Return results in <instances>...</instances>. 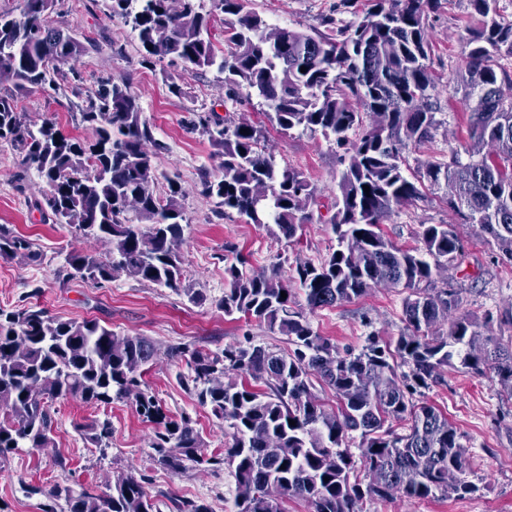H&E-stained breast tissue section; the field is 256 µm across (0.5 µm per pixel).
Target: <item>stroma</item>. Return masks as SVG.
Instances as JSON below:
<instances>
[{
  "label": "stroma",
  "mask_w": 512,
  "mask_h": 512,
  "mask_svg": "<svg viewBox=\"0 0 512 512\" xmlns=\"http://www.w3.org/2000/svg\"><path fill=\"white\" fill-rule=\"evenodd\" d=\"M338 2L254 0V6L271 23L306 31L319 26L323 16L335 13ZM109 5L110 0H64L57 23L89 43L76 64L83 88H96L113 77L128 78L144 108L143 119L166 146L156 164L160 171L177 176L185 190L181 200L188 219L182 246L183 287L174 290L129 278L99 284L61 272L63 252L81 246L82 241L67 225L45 220L33 209L41 188L22 173L18 151L0 142V225L26 236L44 255L39 265L0 257V308L35 306L54 317L96 319L116 333L149 338L159 357L146 373V382L168 413H189L208 450L220 452L230 446V436L222 421L199 406L185 389L181 378L188 367L168 360L166 349L183 343L207 352L219 351L246 337L286 348L285 337L271 334L255 321L225 318L218 307L224 294V246L231 243L249 254L251 269H276L285 275L295 258L318 262L336 241L327 225L317 220L286 243L266 227L215 215L210 199L199 192V180L206 171L220 174V161L207 137L194 131L193 123L195 113L223 112L222 74L213 69L182 72V93L173 95L160 72L139 66L136 35L121 19L110 17ZM471 20L467 0H442L438 12L431 16L436 47L433 69L442 109L432 140L410 151L409 161L427 159L466 141V114L459 104V79L466 70V57L458 34ZM116 44L124 45V55L113 54ZM70 92L67 86L59 92L36 90L21 95L18 106L37 119L54 117L64 132L83 137L87 134L84 125L74 120L64 103ZM270 144L279 164L301 171L319 197L331 196L340 171L332 142L319 134L295 130L287 135L272 132ZM425 224L452 225L462 240L463 256L448 269L449 284L459 293L462 312L478 318L492 315L493 334L512 337V265L503 264L497 249L483 243L475 225L460 223L441 194L396 208L380 229L395 244L412 247ZM190 290L202 295L201 303L188 300ZM404 297L401 290L376 288L354 302L316 311L310 319L340 350L357 352L371 332L384 337L401 333ZM426 398L460 434L469 457V478L477 492L464 499H372L359 504L358 512H512V400L502 395L490 377L459 366L447 369L443 382L427 392ZM105 418L112 424V438L103 455L89 447L74 427ZM53 426L55 452L22 450L0 463V506L5 512H41L43 497L28 496L26 486L47 490L58 483L77 482L101 487L119 473L146 477L156 512H172L175 498L198 500L211 512H236L237 489L229 470L172 475L152 463L154 427L143 422L129 403L116 401L97 407L60 399L53 406ZM57 454L65 458L66 468L56 466L53 457Z\"/></svg>",
  "instance_id": "stroma-1"
}]
</instances>
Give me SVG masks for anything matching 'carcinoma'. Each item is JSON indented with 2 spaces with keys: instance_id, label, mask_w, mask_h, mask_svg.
Instances as JSON below:
<instances>
[{
  "instance_id": "carcinoma-1",
  "label": "carcinoma",
  "mask_w": 512,
  "mask_h": 512,
  "mask_svg": "<svg viewBox=\"0 0 512 512\" xmlns=\"http://www.w3.org/2000/svg\"><path fill=\"white\" fill-rule=\"evenodd\" d=\"M203 2L110 0L109 9L136 32L141 67L166 59L224 75L225 115L198 112L195 119L222 156V174H202L201 193L224 215L286 240L313 219L315 187L301 171L278 167L264 122L235 118L254 101L281 133L319 131L343 150L325 220L337 248L317 264L297 260L284 279L247 271L242 251L224 246V316L261 323L286 337L288 348L249 338L219 352L168 347L169 359L187 362L185 382L198 404L228 428L232 444L222 454L207 451L191 416L171 417L147 388L144 375L158 350L146 338L120 335L96 319L59 320L34 306L0 309V461L20 448L55 446L51 410L59 399L122 401L155 425L150 448L159 467L174 475L232 469L237 512H283L290 498L313 512H354L367 499L473 495L478 487L467 477L461 436L425 394L443 381L444 368L458 364L491 375L512 397V345L457 313L458 292L442 276L463 253L452 225L424 224L420 245L403 248L380 223L443 187L462 223L477 225L480 238L512 262V71L500 64L512 57V21L498 15L497 0H468L477 25L461 34L467 143L446 160L418 159L412 169L406 152L432 139L441 110L429 23L441 0H371L361 13L354 0H340L338 8L354 18L324 17L322 31L273 25L253 0H211L209 11ZM57 3L19 0L16 10L0 12V82L20 94L81 82L74 62L85 46L54 25ZM216 12L224 15L222 47L211 31ZM76 108L93 130L89 140L49 118L32 120L16 96L0 95V141L19 151L24 174L43 185L36 209L84 242L107 246L103 253L68 251L62 269L97 282L124 274L179 289L183 190L154 163L166 146L142 120L139 98L128 79L114 77ZM0 257L41 261L29 239L2 225ZM376 287L408 291L406 329L388 341L372 332L358 353L340 351L297 310L300 294L313 313ZM314 377L332 392L336 409L314 393ZM75 429L95 448L107 447L112 434L107 419ZM25 492L45 496L41 512L155 508L145 481L133 475L102 490L64 482Z\"/></svg>"
}]
</instances>
